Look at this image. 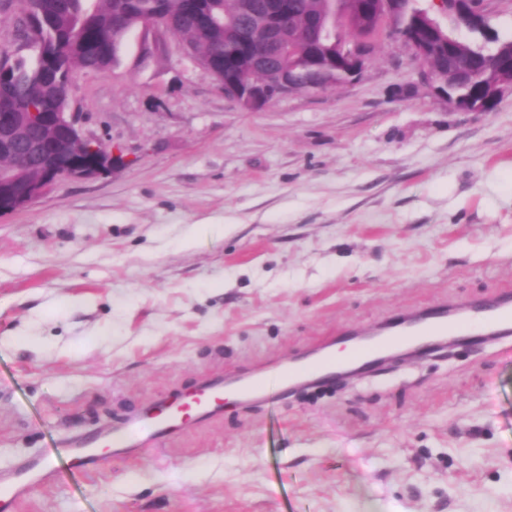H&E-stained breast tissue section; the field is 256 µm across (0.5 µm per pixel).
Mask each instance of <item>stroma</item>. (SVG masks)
<instances>
[{
	"label": "stroma",
	"mask_w": 512,
	"mask_h": 512,
	"mask_svg": "<svg viewBox=\"0 0 512 512\" xmlns=\"http://www.w3.org/2000/svg\"><path fill=\"white\" fill-rule=\"evenodd\" d=\"M143 41L69 92L125 166L0 214L3 470L206 377L512 296V91L459 110L384 29L356 77L245 110ZM510 347L225 405L21 512H512Z\"/></svg>",
	"instance_id": "obj_1"
}]
</instances>
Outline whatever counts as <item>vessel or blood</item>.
Wrapping results in <instances>:
<instances>
[{"mask_svg": "<svg viewBox=\"0 0 512 512\" xmlns=\"http://www.w3.org/2000/svg\"><path fill=\"white\" fill-rule=\"evenodd\" d=\"M512 334V300L488 298L446 315L433 309L412 315L386 332L367 331L366 340L351 349V360H366L404 345H428L437 337L458 340ZM336 353L297 365L278 364L272 375H220L202 381L194 391L148 408L131 410L121 425L73 435L66 457L49 453L24 459L0 475V512H13L38 485L81 482L107 457L131 458L142 449L157 448L172 434L220 417L228 402H270L286 393L297 379L331 380L336 374Z\"/></svg>", "mask_w": 512, "mask_h": 512, "instance_id": "obj_1", "label": "vessel or blood"}]
</instances>
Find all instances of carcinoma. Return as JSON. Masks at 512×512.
I'll return each mask as SVG.
<instances>
[{"instance_id": "cac0c4a2", "label": "carcinoma", "mask_w": 512, "mask_h": 512, "mask_svg": "<svg viewBox=\"0 0 512 512\" xmlns=\"http://www.w3.org/2000/svg\"><path fill=\"white\" fill-rule=\"evenodd\" d=\"M293 2V30L302 28L311 14H320L330 6L328 0ZM342 4V13L336 22L338 44L373 35L383 24L389 25L391 33H398L419 9L417 0H400L396 19L378 18L372 29L366 30L358 21L356 0H342ZM157 16L173 24L197 56L228 55L229 33L224 31V26L198 31L193 18L184 13L183 0H136L134 4L128 0H34L28 24L41 39L37 57L32 62L21 59L0 74V101L13 103L18 112L27 111L30 105L44 112L65 108L73 75L80 71H104L116 65L124 36ZM86 27L94 30L105 43V51L99 56L84 55L79 49ZM494 43L492 49L476 40L458 45L457 56L472 64L475 78H480L496 62L499 48L512 47V36H497ZM306 45V41L296 39L293 44L284 46L280 54L270 57L257 77L271 80L275 71L290 68L295 73L296 88L326 86V79L304 60Z\"/></svg>"}]
</instances>
